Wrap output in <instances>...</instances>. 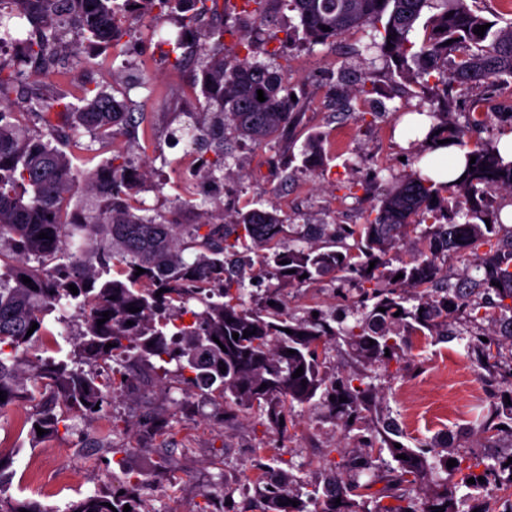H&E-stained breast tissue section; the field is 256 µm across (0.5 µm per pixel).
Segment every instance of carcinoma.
Returning <instances> with one entry per match:
<instances>
[{
	"label": "carcinoma",
	"instance_id": "obj_1",
	"mask_svg": "<svg viewBox=\"0 0 512 512\" xmlns=\"http://www.w3.org/2000/svg\"><path fill=\"white\" fill-rule=\"evenodd\" d=\"M7 2L11 9L0 13V36L17 37L21 46L37 51L27 58V72L0 61V391L6 395L0 413L17 402L36 404L24 422L31 440L68 429L70 409L90 418L99 414L118 383L163 390L184 385L206 399L224 401V423L246 418L257 408L266 416V429L283 439L293 424L294 404L319 397L329 414L351 429L372 411L376 392L358 374L326 383L322 355L330 342L341 337L359 356L386 367L409 347L413 334L452 341L464 336L453 328L456 321L469 327L487 319L494 323L493 332H471L466 344L478 351L485 384L498 401L482 431L488 448L498 447L504 433L512 436V231L501 234L500 212L490 205L493 194H512V157L500 153L498 142L477 137L493 114L512 133V111L493 104L498 88L512 82V23L498 26L468 0H280L296 17L288 36H302L310 48L370 26V47L379 51L390 75L429 103L428 110H419L431 122L420 128L424 138L416 160L445 139L464 150L468 160L466 178L458 183H437L419 169L395 180L364 224L296 227L272 203L228 217L220 199L198 202L188 196L167 212L152 210L135 198L146 170L126 148L139 142L140 126L130 112L129 88L96 84L75 93L50 88L42 80L52 65L79 56L85 44L103 52L112 47L125 32L126 4L137 8L139 16L157 20L184 10L185 0ZM270 2L193 0L197 12L183 16L179 34L164 41L173 63L193 58L200 67L209 120L187 123L170 134L190 139L199 155L200 177L214 186L224 185L229 160L235 158L224 147L226 131L268 145L300 121V102L288 90V64L276 53L263 61L248 46L244 56L224 55V34L237 15L247 12L261 23ZM422 18L420 40L414 32ZM487 23L484 35L474 34V27ZM356 81L357 94L365 99L379 91L370 72ZM463 83L484 92L469 102L460 125L448 121L454 112L448 91ZM259 89L263 102L257 100ZM116 91L123 100L116 99ZM13 94L36 106L32 116L43 132L33 134L15 120ZM80 128L91 133L90 142L98 143L99 150L112 153L92 171H81L72 162L70 147L80 145ZM301 156L305 168L319 167L321 139L308 138ZM79 183L94 202L68 214L65 208ZM185 207L201 211L202 221L180 223L178 213ZM413 229L414 254L386 272L391 252ZM42 232L47 237L39 238ZM479 250L483 259L477 276L464 273L456 283L448 282V257ZM255 255L271 281L268 300L275 302L262 309L246 301ZM138 267L144 269L139 276ZM400 273L403 277L395 279ZM344 274L353 276L359 292L350 304L349 325L332 326L336 317L322 310L316 317L310 311L299 316L280 298L282 285L313 286L328 275ZM24 276L31 283H23ZM71 284L78 294L71 293ZM132 305L140 311L129 312ZM70 306L82 320L76 334L66 311ZM106 311L109 320L97 325ZM34 323L38 327L30 334ZM245 330L251 335L243 338ZM234 333L240 337L233 338ZM63 342L71 346L65 354ZM108 343L113 347L105 348ZM48 349L57 356H40ZM117 357L126 365L112 372V379L100 380L99 364ZM172 363L173 371L168 368ZM300 367L303 374L292 377ZM341 396L347 401H339ZM171 420L167 414L149 416L142 441L169 434ZM38 427L46 434L37 436ZM400 437L395 423L378 421L363 444L366 452L342 465L322 459L321 485L302 486L288 472L258 462L254 469L270 478L254 481L255 500L230 505L232 495L206 493L198 512H485L478 508V491L490 484L512 487L506 455L476 456L470 467L449 469L448 456L439 451L448 442L397 448ZM385 453L392 460L382 476L385 486L371 496L370 484L360 482V475ZM480 466L482 472L475 473ZM10 467L0 454V512H52L38 500L18 501L8 494L15 475ZM440 471L460 478L430 488ZM479 476L483 481L467 483ZM147 484L129 477L110 493L72 503L67 512H123L126 505L131 512H152L141 494ZM412 490L423 496H409ZM385 498L391 502L383 503Z\"/></svg>",
	"mask_w": 512,
	"mask_h": 512
}]
</instances>
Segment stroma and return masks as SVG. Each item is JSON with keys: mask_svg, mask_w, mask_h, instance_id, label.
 I'll return each instance as SVG.
<instances>
[{"mask_svg": "<svg viewBox=\"0 0 512 512\" xmlns=\"http://www.w3.org/2000/svg\"><path fill=\"white\" fill-rule=\"evenodd\" d=\"M290 17L287 9L274 2L264 24L242 13L235 33L224 37L225 53L235 52L239 38L249 37L255 52L273 50L287 59L288 83L303 110L301 124L275 146L246 141L238 147L237 163L224 181V211L230 214L245 203L269 200L285 205V214L294 224L365 223L379 193L378 186L371 182L373 172H380L387 180L415 168L418 138L395 125L392 111H414L419 101L394 97L360 102L353 83L340 82L339 75L346 68L361 72L375 58V51L367 47L366 31L354 29L334 45L308 50L287 39ZM163 50L160 44L146 48L154 60L147 71L152 89L130 92L136 105H143L149 98L155 101L143 121L153 129L167 159L152 176L153 181L163 182L164 188L159 192L146 189L141 197L147 206L160 211L169 210L175 197L184 195L193 180L180 167V158L189 149L187 141L171 144L165 131L170 126L184 125L187 112L196 108L195 99L184 93L182 84L170 82L172 65L164 59ZM364 109L377 114L371 125L356 120ZM315 135L324 141L326 159L324 167L311 171L303 167L300 151L303 142ZM347 180L363 184L357 197L345 196L341 190V183ZM284 295L293 309L317 307L339 318L346 312L347 302L339 295L338 283L329 278L315 287H287ZM412 342L411 352L385 369L350 359L345 346L332 347L324 372L330 379L354 373L366 376L377 388L382 409L402 429L407 446L443 436L453 458L483 452L482 419L493 405L489 393L482 388L474 395L462 392L454 401L446 399L451 371L459 369L482 380L475 353L467 351L461 340L445 343L418 335ZM183 398L179 390L147 394L139 388H122L115 391L102 417L89 418L80 411H71L68 430L36 443L23 426L28 406L8 408L0 413V453L14 460L10 495L34 496L52 512H66L73 501L111 490L124 472L130 471L149 479L144 494L151 512H196L204 494L219 481L233 488L235 500L253 497L252 464L276 445L273 438L263 434L262 416L254 413L240 424L224 427L213 421L223 409L221 401L198 397L188 414H175V404ZM151 408L173 415L167 444L175 466H165L157 447L139 441L135 425ZM104 419L117 424L112 439L124 450L123 464L112 462L111 449L93 446ZM360 435L357 429L344 431L319 402L296 406L294 426L283 444L285 469L306 482H318L324 449L336 448L352 455L360 449ZM41 460L49 461L50 466L41 476L44 490L37 494L31 487L30 470ZM59 469L70 472L68 484L56 483L55 472Z\"/></svg>", "mask_w": 512, "mask_h": 512, "instance_id": "obj_1", "label": "stroma"}]
</instances>
